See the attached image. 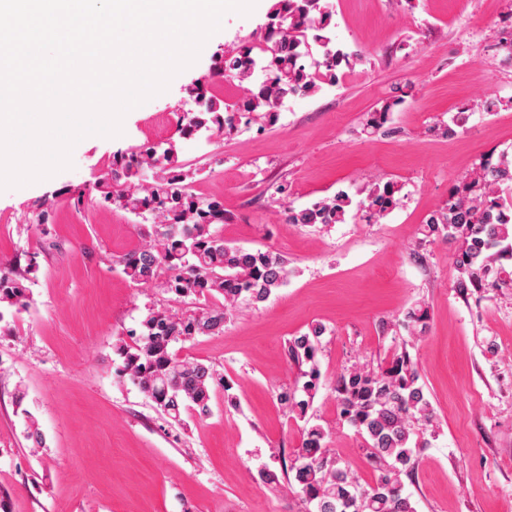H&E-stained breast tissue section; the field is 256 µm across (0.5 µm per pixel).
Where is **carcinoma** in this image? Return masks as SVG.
<instances>
[{
	"instance_id": "1",
	"label": "carcinoma",
	"mask_w": 512,
	"mask_h": 512,
	"mask_svg": "<svg viewBox=\"0 0 512 512\" xmlns=\"http://www.w3.org/2000/svg\"><path fill=\"white\" fill-rule=\"evenodd\" d=\"M334 9L331 0H273L267 12L265 48L269 54L261 66L263 80L252 81L258 57L243 47L224 58L218 72L224 77L248 80L237 108L222 106L215 95L202 91L201 109L187 115L195 130H232L242 116L273 125L289 96H309L325 85L338 83L342 67H351L358 54L347 51L329 35ZM479 174L462 182L448 201L425 221V232L457 244L458 288L487 285L512 288V277L501 281L496 262L512 255V222L504 212L512 209V158L502 153L498 161H484ZM189 173L180 170L175 145L159 153L148 149L140 155L122 156L94 190L99 203L128 210L138 217L148 212L151 223H138L145 240L139 249L124 254L115 265L133 284L150 286L179 297L223 298V303L177 316L165 309L151 312L141 324L136 340L113 345L121 363L117 377L128 380L164 415L181 422L190 412L199 420L213 413L219 392L232 400L231 382L203 359L180 357L175 346L199 336H219L237 304L267 301L285 285L288 258L273 250H248L224 241L215 224L224 222V209L216 199L201 200L191 192ZM391 183L375 186L353 201L341 190L332 198L308 207L286 210L290 224H339L351 208L386 211L394 203ZM35 271L0 265V322L29 306L24 281ZM427 310L409 308L401 325L409 332L425 326ZM328 328L321 322L288 340L285 354L304 378L302 385L282 387L279 404L299 419L320 387L319 352ZM409 354H396L377 369L356 367L340 373L332 382L340 419L363 439L368 457L378 472L374 484L363 486L341 458L328 447L330 433L315 424L303 428L294 452L288 485L310 506L311 512H416L403 493L404 479L417 469L422 441L434 427L436 411L425 395Z\"/></svg>"
}]
</instances>
